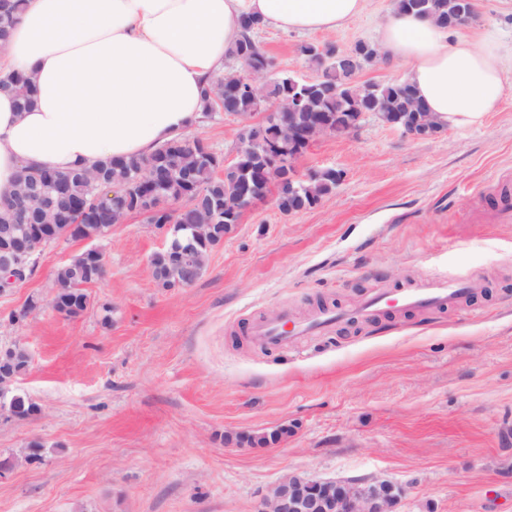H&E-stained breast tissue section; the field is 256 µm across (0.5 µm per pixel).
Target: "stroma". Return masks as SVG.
<instances>
[{"instance_id":"obj_1","label":"stroma","mask_w":512,"mask_h":512,"mask_svg":"<svg viewBox=\"0 0 512 512\" xmlns=\"http://www.w3.org/2000/svg\"><path fill=\"white\" fill-rule=\"evenodd\" d=\"M391 5L366 0L330 33L257 39L274 72L313 78L300 44L379 43ZM475 6L460 36L491 25L511 44L512 0ZM239 132L216 112L194 134L229 158ZM326 167L344 173L332 194L288 216L270 195L245 209L190 287H158L149 259L166 234L132 213L93 244L106 273L80 316L50 301L82 240L48 245L0 292V344L29 351L17 386L41 407L0 412V512H258L291 474L391 481L395 512H512V223L489 220L512 187V95L427 140L371 118L296 163L302 176ZM448 272L482 292L347 319L294 352L247 336ZM280 428L277 443L246 442Z\"/></svg>"}]
</instances>
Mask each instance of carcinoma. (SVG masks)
I'll use <instances>...</instances> for the list:
<instances>
[{
	"instance_id": "cac0c4a2",
	"label": "carcinoma",
	"mask_w": 512,
	"mask_h": 512,
	"mask_svg": "<svg viewBox=\"0 0 512 512\" xmlns=\"http://www.w3.org/2000/svg\"><path fill=\"white\" fill-rule=\"evenodd\" d=\"M25 0H0V40L7 39L15 14L19 12ZM402 10L414 11L425 17H446L448 11L463 6L459 0H396ZM262 28L261 21L247 16L242 20V37L227 52V57L240 62L241 69L267 71L270 60L256 40L257 31ZM305 59L320 72L314 85L318 87L317 97L303 101L298 113L317 112L323 121L336 124V113L341 112H402L404 97L414 94L409 84H358L355 79L336 71L331 65L323 63L321 58L311 52ZM291 73H280L270 78L266 97L253 96L246 92L233 72L228 76L214 75L204 87V113L210 115L220 110L229 115L251 116L269 111L277 100H284L292 91ZM0 89L10 91L17 97L23 108L31 104V79L20 73H7L0 79ZM288 119V114L278 110L267 116L262 123L248 128V137L260 146L269 141L271 130L280 122ZM222 156L210 151L198 143V139L183 135L159 145L152 153L133 157L129 160L112 159L98 161L93 165L112 186L128 188L140 176L144 168H149L156 179H161L159 192L165 203L179 202L185 212L179 216L168 212L167 216H158L156 223L177 219L180 224L190 223L189 217L202 214L211 215L215 224L216 244L224 236V225L230 217L241 214L246 204L242 197L244 182L257 183L265 188L283 175L277 166H269L261 155L241 159V165L247 171L246 178L223 177L218 170ZM85 169H76L69 173H57L48 169L25 167L21 170L16 186L44 189L49 201L60 211L66 213L69 223L83 226L86 236L101 237L111 230V224H89L81 217L79 208L91 206L95 193V183L84 175ZM298 201L283 199L279 209L284 215L293 213L295 205L311 209L336 189V179L327 173L316 174L310 179L297 183ZM28 198L14 194L0 203V225L24 223L25 206ZM80 256L59 267L54 274V285L58 298L54 309L66 317H77L90 303L86 287L94 280L77 276ZM0 409L7 410L18 420L27 419L39 411V406L26 394L19 392L14 385L0 388Z\"/></svg>"
}]
</instances>
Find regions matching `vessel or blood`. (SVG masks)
<instances>
[{"mask_svg": "<svg viewBox=\"0 0 512 512\" xmlns=\"http://www.w3.org/2000/svg\"><path fill=\"white\" fill-rule=\"evenodd\" d=\"M467 291L468 286L463 279L428 277L395 294L375 293L361 302L354 314L358 317H368L379 310L389 308H437L457 301ZM340 318V313L329 309L304 323L291 324L284 318L271 320L256 324L251 332V339L264 345L286 349L294 345L299 337L327 331L335 326Z\"/></svg>", "mask_w": 512, "mask_h": 512, "instance_id": "b4317fda", "label": "vessel or blood"}]
</instances>
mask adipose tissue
<instances>
[{"label": "adipose tissue", "mask_w": 512, "mask_h": 512, "mask_svg": "<svg viewBox=\"0 0 512 512\" xmlns=\"http://www.w3.org/2000/svg\"><path fill=\"white\" fill-rule=\"evenodd\" d=\"M365 0H26L0 70L33 79V103L0 91V202L22 166L59 172L148 154L201 125L202 88L224 67L241 20L280 32H333ZM381 47L442 125L482 123L512 84V48L498 30L451 38L394 8Z\"/></svg>", "instance_id": "1"}]
</instances>
